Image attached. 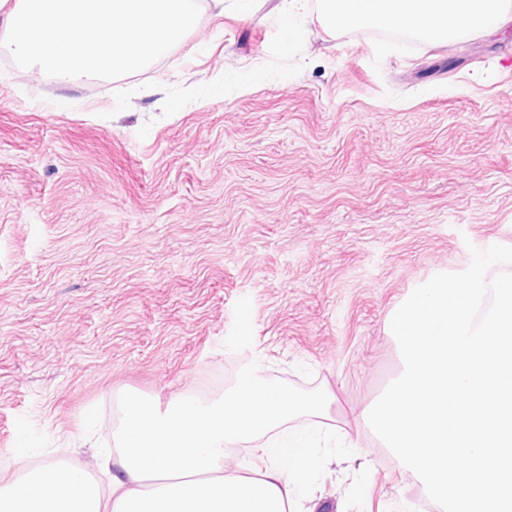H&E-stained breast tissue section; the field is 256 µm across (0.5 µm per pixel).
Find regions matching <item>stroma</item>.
<instances>
[{
    "mask_svg": "<svg viewBox=\"0 0 512 512\" xmlns=\"http://www.w3.org/2000/svg\"><path fill=\"white\" fill-rule=\"evenodd\" d=\"M280 2L206 0L72 89L0 46V486L33 458L104 480L87 413L108 448L126 396L217 399L258 365L333 396L293 512H416L364 415L402 368L391 311L512 246V22L405 44L304 0L287 43Z\"/></svg>",
    "mask_w": 512,
    "mask_h": 512,
    "instance_id": "1",
    "label": "stroma"
}]
</instances>
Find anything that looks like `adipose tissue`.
<instances>
[{"mask_svg": "<svg viewBox=\"0 0 512 512\" xmlns=\"http://www.w3.org/2000/svg\"><path fill=\"white\" fill-rule=\"evenodd\" d=\"M321 11L335 27L444 42L506 14L505 0H321ZM325 408V397L270 386L257 367L217 400L179 398L162 409L129 396L115 444L104 453L108 493L81 467L45 463L0 488V512H287L296 483L318 459L310 435L284 426ZM257 436L264 442L256 476L225 475L226 448Z\"/></svg>", "mask_w": 512, "mask_h": 512, "instance_id": "obj_1", "label": "adipose tissue"}]
</instances>
